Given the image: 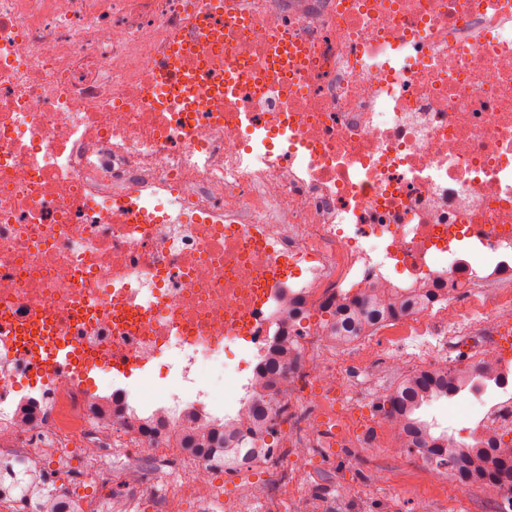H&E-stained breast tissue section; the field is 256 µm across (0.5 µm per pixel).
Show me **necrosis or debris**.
<instances>
[{"instance_id":"obj_1","label":"necrosis or debris","mask_w":512,"mask_h":512,"mask_svg":"<svg viewBox=\"0 0 512 512\" xmlns=\"http://www.w3.org/2000/svg\"><path fill=\"white\" fill-rule=\"evenodd\" d=\"M281 29L301 74L275 67ZM395 288L430 298L320 355L310 316ZM30 318L73 338L98 387L58 370L20 396ZM506 325L512 0H0V458L84 461L92 489L0 506L213 512L219 431L239 470L265 469L266 502L313 467L307 440L330 447L368 346L405 379L447 372L452 348L494 372ZM258 403L306 442L268 455ZM465 422L467 444L512 438V402L472 396ZM119 444L141 465L94 468ZM184 462L176 491L147 492L152 466Z\"/></svg>"}]
</instances>
